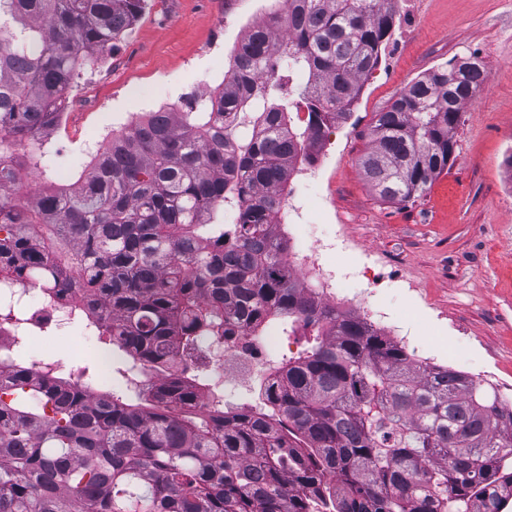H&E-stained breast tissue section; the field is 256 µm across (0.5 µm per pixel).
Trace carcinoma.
I'll use <instances>...</instances> for the list:
<instances>
[{"label": "carcinoma", "mask_w": 512, "mask_h": 512, "mask_svg": "<svg viewBox=\"0 0 512 512\" xmlns=\"http://www.w3.org/2000/svg\"><path fill=\"white\" fill-rule=\"evenodd\" d=\"M145 0H0V188L15 146L57 120L92 55ZM389 0H285L203 112H150L104 142L72 187L0 206V281L76 289L117 387L0 365V512H505L512 406L419 364L306 291L271 214L291 166L351 114L377 66ZM311 78L300 89L294 71ZM484 63L451 59L375 115L362 169L379 196L423 194L448 169ZM237 134L224 133L226 110ZM305 111L301 123L293 113ZM237 223H224V211ZM277 323L304 348L260 388L267 410L199 403L200 344ZM152 380L144 383L143 369Z\"/></svg>", "instance_id": "carcinoma-1"}]
</instances>
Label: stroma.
Returning <instances> with one entry per match:
<instances>
[{
	"label": "stroma",
	"mask_w": 512,
	"mask_h": 512,
	"mask_svg": "<svg viewBox=\"0 0 512 512\" xmlns=\"http://www.w3.org/2000/svg\"><path fill=\"white\" fill-rule=\"evenodd\" d=\"M390 38L361 82L351 116L318 149L319 179L301 188L297 244L321 242V258L352 292L365 265L399 268L404 284L383 288L396 337L420 355L470 377L506 383L512 406V0H391ZM282 0H148L127 34L75 83L47 139L44 172L76 179L88 166L85 139L111 120L114 132L162 107L192 111L244 30ZM477 54L485 80L463 107L447 170L420 197L386 202L360 161L377 112L412 81L454 57Z\"/></svg>",
	"instance_id": "stroma-1"
}]
</instances>
